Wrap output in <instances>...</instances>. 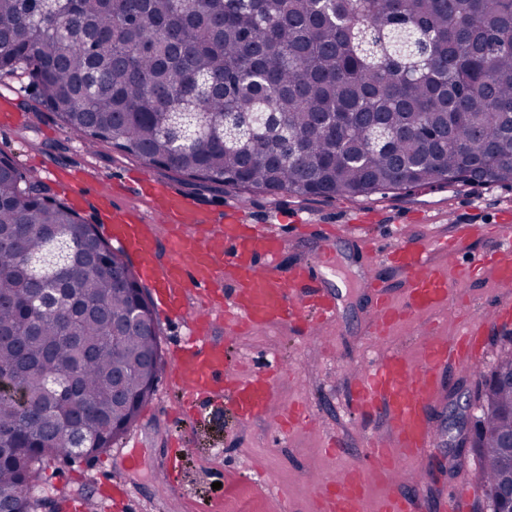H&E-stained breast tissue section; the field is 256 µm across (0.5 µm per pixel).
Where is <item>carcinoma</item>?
I'll return each mask as SVG.
<instances>
[{
	"mask_svg": "<svg viewBox=\"0 0 512 512\" xmlns=\"http://www.w3.org/2000/svg\"><path fill=\"white\" fill-rule=\"evenodd\" d=\"M0 34V74H25L86 146L205 190L352 200L477 166L512 182V0H0ZM0 227V512H41L72 430L91 456L139 420L159 331L112 245L7 156ZM49 288L51 307L35 299ZM478 377L477 492L502 512L512 352Z\"/></svg>",
	"mask_w": 512,
	"mask_h": 512,
	"instance_id": "1",
	"label": "carcinoma"
}]
</instances>
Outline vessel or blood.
Returning <instances> with one entry per match:
<instances>
[{
	"instance_id": "obj_1",
	"label": "vessel or blood",
	"mask_w": 512,
	"mask_h": 512,
	"mask_svg": "<svg viewBox=\"0 0 512 512\" xmlns=\"http://www.w3.org/2000/svg\"><path fill=\"white\" fill-rule=\"evenodd\" d=\"M143 194L151 201L153 218L112 209L109 237L136 256L138 274L151 283L160 315L188 324L185 337L170 348L173 380L184 395L183 412L193 413L201 404L217 409L228 400L241 418L263 415L271 395L270 379L256 375L225 382L224 342L211 337L210 326L218 319L234 332L274 325L309 332L333 322L336 303L318 282L317 263L282 273V237L271 227L244 223L238 204L226 205L224 221L216 225L199 204L166 187L151 182ZM162 224L167 227L163 240L158 237ZM345 230L359 238L366 256L388 262L404 276L402 305L392 302L382 284L372 287L369 334L380 345L401 318L444 306L451 280L467 281L488 269L496 283L512 285L511 224L498 225L491 248L463 266L457 257L466 242L483 237L482 225L458 224L451 234L393 250L380 248L362 225L349 224ZM162 241L168 251L164 260L158 252ZM489 324L467 321L447 342L428 337L416 364L389 351L365 369L352 403L361 416L385 411L392 424V443L374 445L343 482L328 487L324 512H363L370 484L393 485L401 462L426 457L432 443L429 408L443 388L435 371L449 364L477 365ZM376 512L423 508L416 496L392 493L378 502Z\"/></svg>"
}]
</instances>
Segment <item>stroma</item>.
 Listing matches in <instances>:
<instances>
[{
	"label": "stroma",
	"mask_w": 512,
	"mask_h": 512,
	"mask_svg": "<svg viewBox=\"0 0 512 512\" xmlns=\"http://www.w3.org/2000/svg\"><path fill=\"white\" fill-rule=\"evenodd\" d=\"M4 92L16 101V118L0 126V152L98 226L105 222L108 205L139 206L133 189L144 175L200 202L216 218L223 216L225 204L240 199L254 224L269 223L280 215L311 217L305 235L294 236L290 227H282L284 270L316 260L319 237L333 220L343 224L362 217L370 234L394 247L426 235L450 233L455 219L492 228L512 215V183L446 185L354 201L200 190L174 172L150 167L107 145L84 152L81 139L61 126L20 78L0 80V94ZM425 214L430 222H422ZM329 248L333 257L320 272L325 290L336 299L338 317L319 335L283 326L235 334L220 322L212 330L214 337L223 338L232 358L226 369L229 377H271L273 394L262 417L241 419L228 403L195 422H182L172 414L171 371L163 369L138 422L110 450L93 458L48 463L43 476L54 496L78 491L86 497L98 496L97 473L108 467L132 494L130 512H241L247 500L257 512H321V486L341 480L362 460L369 440L390 439L387 415L357 419L350 392L376 353L367 333L371 304L367 283L376 280L395 292L402 280L389 265L367 259L356 238L335 234ZM509 297L512 288L499 287L488 275L453 285L444 309L398 322L388 343L408 361L418 362L427 327H434L437 337L450 339L462 320L489 318L492 306ZM291 401L306 402L313 421L283 432L276 421ZM329 433L344 436V453H326L322 437ZM455 464L448 474L437 471L430 456L402 463L396 489L418 496L425 512H443V502L454 497L461 484L478 483V461L470 447L460 448Z\"/></svg>",
	"instance_id": "1"
}]
</instances>
